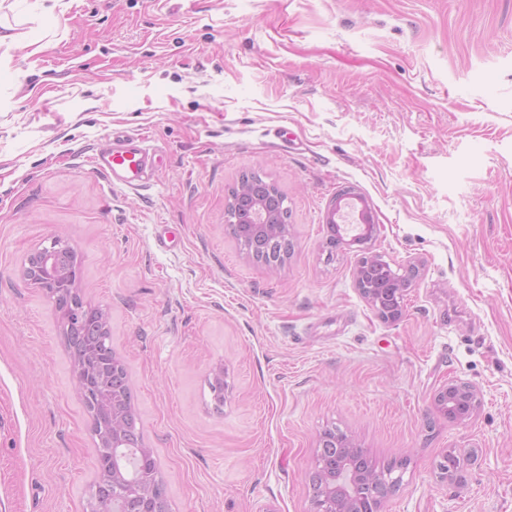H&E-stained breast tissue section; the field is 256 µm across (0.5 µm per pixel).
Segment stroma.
Masks as SVG:
<instances>
[{
    "instance_id": "obj_1",
    "label": "stroma",
    "mask_w": 512,
    "mask_h": 512,
    "mask_svg": "<svg viewBox=\"0 0 512 512\" xmlns=\"http://www.w3.org/2000/svg\"><path fill=\"white\" fill-rule=\"evenodd\" d=\"M0 0V512H88L98 476L53 303L27 285L65 235L109 315L171 512H311L333 426L403 462L383 512H512V0ZM135 134L143 187L97 173ZM255 170L288 198L290 257L226 222ZM366 252L420 274L379 318L361 252L326 246L341 189ZM224 369V401L210 388ZM475 384L458 424L434 397ZM458 449L462 479L437 464Z\"/></svg>"
}]
</instances>
